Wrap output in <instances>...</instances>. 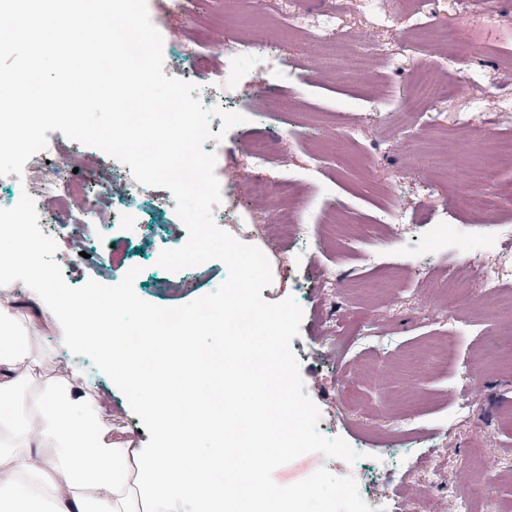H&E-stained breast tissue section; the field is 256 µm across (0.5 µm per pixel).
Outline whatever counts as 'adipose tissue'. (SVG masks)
I'll return each instance as SVG.
<instances>
[{"label": "adipose tissue", "instance_id": "1", "mask_svg": "<svg viewBox=\"0 0 512 512\" xmlns=\"http://www.w3.org/2000/svg\"><path fill=\"white\" fill-rule=\"evenodd\" d=\"M126 309V302L115 301L107 316L70 298L43 304L33 319L0 304V402L11 407L0 413V512H268V491L256 473L260 462L287 455L288 445L263 456L234 431L237 416L258 412L240 389L260 387L263 376L241 358L220 386L223 405L213 421L191 423L168 405L166 393L197 396L207 367H188L178 351L159 373H142L133 351L112 346V322L125 318ZM59 320L67 323L60 346L91 350L132 389L156 423V447H132L111 425L106 401L78 393L71 381L48 378L39 394H30L22 370L35 359L29 328ZM218 435L228 443L222 462L196 449ZM181 443L185 451L176 452ZM228 484L238 495L225 494Z\"/></svg>", "mask_w": 512, "mask_h": 512}]
</instances>
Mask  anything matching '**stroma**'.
I'll use <instances>...</instances> for the list:
<instances>
[{"label": "stroma", "instance_id": "1", "mask_svg": "<svg viewBox=\"0 0 512 512\" xmlns=\"http://www.w3.org/2000/svg\"><path fill=\"white\" fill-rule=\"evenodd\" d=\"M466 0H357L358 12L347 24L356 29L352 44L313 49L296 28L258 12L247 0H203L194 19L172 11L170 0H147L152 23L160 31L164 73L190 80L192 51L202 41L219 43L233 54L236 32L261 37L277 30L288 75L256 89L244 69L224 72V93L233 111L247 122L229 129L215 142L216 169L232 165L252 172L254 159L246 144L270 141L287 151V162H271L262 173L289 184L295 194L290 222L299 236H286L270 257L272 282L261 292L274 302L291 296L303 309L298 337L291 341L305 391L320 411L319 432L364 449L358 474L339 458L312 452L273 472L281 486L316 487L325 512H365L364 498L378 499L397 489L392 512H453L457 498L470 499V512H512V373L498 369L500 356L512 352V338L495 301L474 272L456 263L448 242L430 245V225L445 224L481 242L494 225H512V162L496 159L491 141L512 136V127L496 122L494 104L485 106V128L456 127V113L484 97L486 82L500 96L512 98V0H497L485 10H467ZM430 12L435 27L458 30L463 42L477 46L468 67L443 70L439 81L456 87L447 103L423 108L422 130L403 131L397 111L410 95V77L438 50L407 49L402 38L417 11ZM376 102V113L365 104ZM480 153L498 169L508 189L501 208L481 221L459 208L455 198L470 183L465 151ZM234 209L213 219L238 240L262 246L265 214L254 210L249 184L240 180L222 192ZM168 189L147 196L141 224L115 229L106 245L87 247L78 265L68 261L67 240L54 256L65 282H120L139 268L136 294L158 306L182 305L214 291L228 270L210 260L200 265L194 282L166 293L150 274L158 270L161 250L170 242L160 232L170 224L179 238L187 230L175 212ZM413 211V223L395 226L384 217L392 208ZM373 252L387 254V267L370 263ZM338 278L323 287L321 269ZM370 323L363 343L337 353L332 340L337 324ZM62 327L43 328L36 348L43 361L32 365L36 379H62L75 362L112 404L111 422L138 447H154L157 430L133 403V393L117 386L90 353L63 348ZM476 368L481 377L469 417L454 414L464 385L460 375ZM414 414V429L402 425ZM499 472L492 492L474 496L469 483L473 448Z\"/></svg>", "mask_w": 512, "mask_h": 512}]
</instances>
